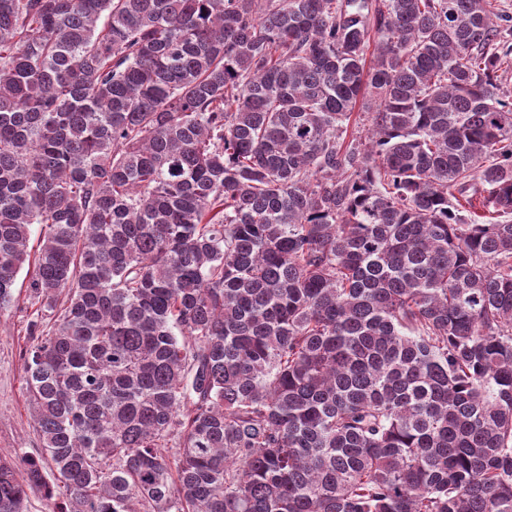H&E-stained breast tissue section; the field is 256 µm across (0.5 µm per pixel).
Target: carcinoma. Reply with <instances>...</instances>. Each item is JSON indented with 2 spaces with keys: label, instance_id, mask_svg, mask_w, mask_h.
<instances>
[{
  "label": "carcinoma",
  "instance_id": "1",
  "mask_svg": "<svg viewBox=\"0 0 512 512\" xmlns=\"http://www.w3.org/2000/svg\"><path fill=\"white\" fill-rule=\"evenodd\" d=\"M504 21L0 0V310L33 266L42 445L0 512H512Z\"/></svg>",
  "mask_w": 512,
  "mask_h": 512
}]
</instances>
